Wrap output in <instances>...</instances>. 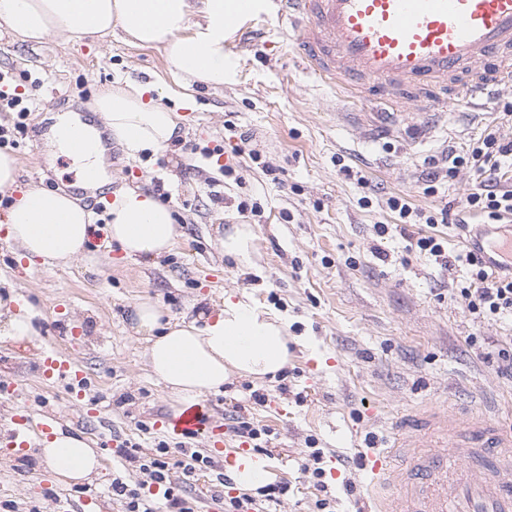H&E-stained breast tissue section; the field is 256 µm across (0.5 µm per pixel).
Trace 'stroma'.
<instances>
[{
	"instance_id": "35a3bbf8",
	"label": "stroma",
	"mask_w": 512,
	"mask_h": 512,
	"mask_svg": "<svg viewBox=\"0 0 512 512\" xmlns=\"http://www.w3.org/2000/svg\"><path fill=\"white\" fill-rule=\"evenodd\" d=\"M247 25L260 32V44L239 57L220 89H184L162 51L130 44L117 29L77 43L53 35L32 44L0 33V73L31 110L27 130L5 147L18 161L19 185L77 192L82 182L72 158L50 150L58 116L80 114L103 129L100 114L88 109L98 91L117 80L149 82L179 115L180 138L136 160L107 141L104 173L110 193L137 185L167 202L181 232L172 252L156 260L123 258L95 236L86 257L42 266L19 258L0 230V306L14 313L25 302L36 331L18 341L0 320V381L14 386L0 395V512H68L82 499L92 501L93 512H122L113 479L132 489L146 479L127 467L124 447L161 440L171 448L173 487L197 499L200 512H224L226 489L217 476L231 472L224 445L238 441L236 408L271 429L272 481L288 487L273 512H317L323 496L336 512H361V451L383 445L387 423L401 412L454 387L474 407L512 422V381L485 358L512 340V321H473L464 300L448 293L464 271L407 252L398 215L386 204L394 196L425 211L457 208L478 175L463 166L445 177L447 155L464 153L485 122L449 119L418 147L403 136L367 140L343 116L338 96L303 71L272 9ZM244 135L250 144L241 143ZM252 148L260 161L249 158ZM266 162L276 176L266 175ZM435 170L441 178L428 183ZM253 203L260 215L250 212ZM243 224L254 232L245 265L220 247ZM379 224L388 233L377 235ZM231 294L287 321L296 338L287 372L264 381L235 377L206 394L208 430L185 440L159 423L172 416V402L150 373L134 309L148 299L169 317L194 319ZM473 336L483 347L470 344ZM46 344L89 371L83 400L72 398L66 382L37 372ZM258 393L266 404L255 402ZM21 406L85 435L101 456L98 474L68 482L48 471L38 452L14 447L11 418ZM180 442L210 456L214 467L184 478ZM316 449L323 491L302 472Z\"/></svg>"
}]
</instances>
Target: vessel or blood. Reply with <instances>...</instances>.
Returning a JSON list of instances; mask_svg holds the SVG:
<instances>
[{"instance_id": "obj_1", "label": "vessel or blood", "mask_w": 512, "mask_h": 512, "mask_svg": "<svg viewBox=\"0 0 512 512\" xmlns=\"http://www.w3.org/2000/svg\"><path fill=\"white\" fill-rule=\"evenodd\" d=\"M303 68L342 98L376 101L360 113L374 137L428 138L448 102L480 117L489 88L512 91V0H273ZM42 374L83 392L86 374L57 353ZM233 466L272 472L247 445ZM370 488L386 494L364 512H512V430L453 400L397 419L383 448L363 453Z\"/></svg>"}]
</instances>
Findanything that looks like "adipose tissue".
<instances>
[{"label":"adipose tissue","instance_id":"ef3b65f1","mask_svg":"<svg viewBox=\"0 0 512 512\" xmlns=\"http://www.w3.org/2000/svg\"><path fill=\"white\" fill-rule=\"evenodd\" d=\"M238 13V0H0V28L27 42L54 34L76 41L118 28L133 43L162 48L185 86L219 88L237 69L224 45L232 31L228 21ZM152 91L149 84L117 83L91 105L128 157L168 147L179 137L177 112L152 98ZM73 129L81 147L67 136ZM54 146L82 170L96 171L97 185H104L94 127L60 117ZM0 223L22 257L46 265L81 259L95 231L88 210L76 199L35 187L12 199L0 213ZM106 230L109 243L129 259L167 254L180 235L172 209L136 189L117 193ZM135 315L136 331L147 340L150 370L180 405L192 404L235 376L276 375L289 362L286 321L229 296L213 320L201 325L165 320L163 310L149 300L136 305ZM42 457L51 471L71 481L89 478L102 466L85 437L57 425L42 440Z\"/></svg>","mask_w":512,"mask_h":512}]
</instances>
